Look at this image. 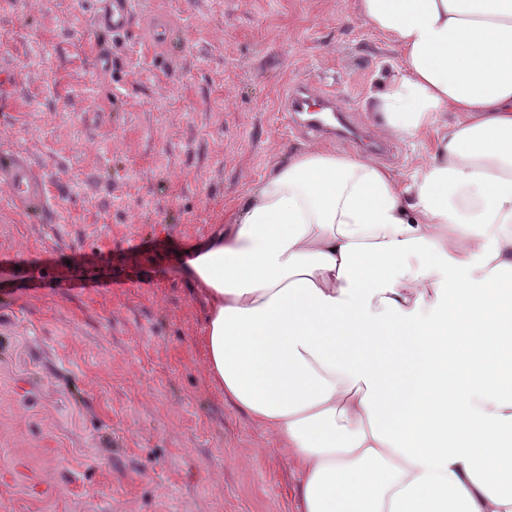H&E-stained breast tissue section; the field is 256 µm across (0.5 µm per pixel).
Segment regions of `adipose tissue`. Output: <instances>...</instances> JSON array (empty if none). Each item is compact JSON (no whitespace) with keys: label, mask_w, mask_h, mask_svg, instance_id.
<instances>
[{"label":"adipose tissue","mask_w":512,"mask_h":512,"mask_svg":"<svg viewBox=\"0 0 512 512\" xmlns=\"http://www.w3.org/2000/svg\"><path fill=\"white\" fill-rule=\"evenodd\" d=\"M400 54L374 110L406 177L310 147L190 251L209 378L300 512H512V0H355Z\"/></svg>","instance_id":"ef3b65f1"}]
</instances>
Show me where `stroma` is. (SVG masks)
I'll return each instance as SVG.
<instances>
[{"instance_id":"35a3bbf8","label":"stroma","mask_w":512,"mask_h":512,"mask_svg":"<svg viewBox=\"0 0 512 512\" xmlns=\"http://www.w3.org/2000/svg\"><path fill=\"white\" fill-rule=\"evenodd\" d=\"M353 3L135 0L104 63L99 0H0V156L47 191L25 215L0 184V512H299L286 449L208 378L184 255L293 151L366 153L290 122L293 86L397 175L427 161L379 128L400 57Z\"/></svg>"}]
</instances>
